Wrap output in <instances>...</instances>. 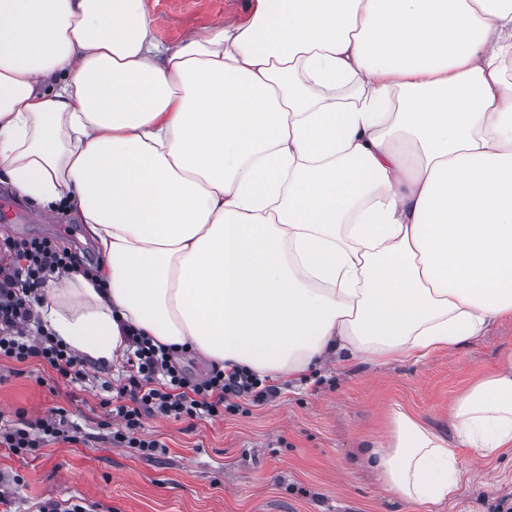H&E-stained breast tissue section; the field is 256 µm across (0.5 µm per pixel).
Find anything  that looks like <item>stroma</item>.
I'll use <instances>...</instances> for the list:
<instances>
[{
	"label": "stroma",
	"instance_id": "1",
	"mask_svg": "<svg viewBox=\"0 0 512 512\" xmlns=\"http://www.w3.org/2000/svg\"><path fill=\"white\" fill-rule=\"evenodd\" d=\"M164 17L156 37L178 43L189 31H207L252 11L254 0H146ZM0 241L49 238L90 267L101 256L74 212L43 222L35 205L0 182ZM512 358V315L490 322L458 348L420 361L340 362L318 368L306 381H280L273 402L204 421L148 417L147 436L165 454L140 456L114 445L105 385H119L123 365L97 366L94 379L77 386L50 367L30 361L0 362V417L33 422L56 409L77 423L80 443L50 441L18 456L0 447V496L13 512H38L52 500L81 501L96 512H500L512 499V449L481 458L459 445L449 416L453 399ZM401 408L443 434L465 470L451 500L411 505L394 497L362 462L367 442L384 435L392 408Z\"/></svg>",
	"mask_w": 512,
	"mask_h": 512
}]
</instances>
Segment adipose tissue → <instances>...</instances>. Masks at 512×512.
<instances>
[{"instance_id":"1","label":"adipose tissue","mask_w":512,"mask_h":512,"mask_svg":"<svg viewBox=\"0 0 512 512\" xmlns=\"http://www.w3.org/2000/svg\"><path fill=\"white\" fill-rule=\"evenodd\" d=\"M159 23L144 0H0V174L105 259L102 286L48 280L46 330L102 365L139 333L290 380L512 314V0H256L170 47ZM451 417L479 456L511 447L512 362ZM367 458L407 502L461 482L401 410Z\"/></svg>"}]
</instances>
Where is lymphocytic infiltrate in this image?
Returning <instances> with one entry per match:
<instances>
[{
    "label": "lymphocytic infiltrate",
    "mask_w": 512,
    "mask_h": 512,
    "mask_svg": "<svg viewBox=\"0 0 512 512\" xmlns=\"http://www.w3.org/2000/svg\"><path fill=\"white\" fill-rule=\"evenodd\" d=\"M85 271L75 254L48 238L12 240L0 248V358L20 364L34 359L69 382L88 380L82 358L45 332L32 305L51 275ZM129 344V376L117 392L122 402L114 408L119 424L112 441L137 449L143 456H153L162 447L161 442L145 435L144 417L212 420L236 411L237 400L262 405L277 394L275 385L246 368H216L207 377L194 380L174 361L172 351L153 344L151 338L135 334ZM67 437L63 420L52 415L20 427L0 428V446L16 455Z\"/></svg>",
    "instance_id": "1"
}]
</instances>
